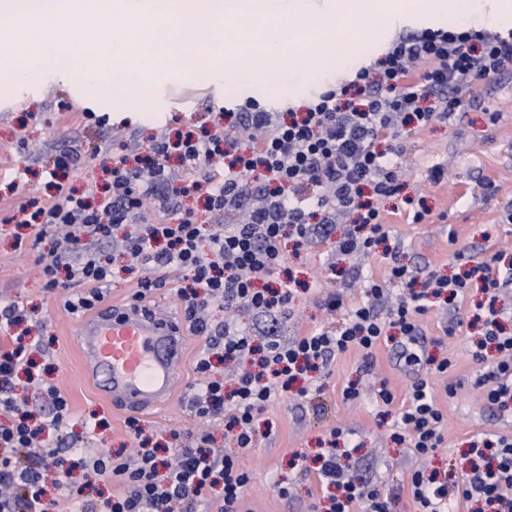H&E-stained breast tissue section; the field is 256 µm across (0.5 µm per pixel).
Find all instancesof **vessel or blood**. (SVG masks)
Listing matches in <instances>:
<instances>
[{
    "label": "vessel or blood",
    "instance_id": "1",
    "mask_svg": "<svg viewBox=\"0 0 512 512\" xmlns=\"http://www.w3.org/2000/svg\"><path fill=\"white\" fill-rule=\"evenodd\" d=\"M76 340L88 383L112 404L148 411L171 399L186 349L179 317L156 318L144 303L115 304L82 318Z\"/></svg>",
    "mask_w": 512,
    "mask_h": 512
}]
</instances>
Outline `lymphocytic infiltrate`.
<instances>
[{
    "label": "lymphocytic infiltrate",
    "mask_w": 512,
    "mask_h": 512,
    "mask_svg": "<svg viewBox=\"0 0 512 512\" xmlns=\"http://www.w3.org/2000/svg\"><path fill=\"white\" fill-rule=\"evenodd\" d=\"M512 73V37L493 32L424 30L399 35L388 50L361 67L353 80L309 101L271 112L249 102L228 108L208 121L185 124L174 135L153 140L146 153L129 150L108 168L109 181L98 206L59 188L49 204L20 206L21 223L39 225L32 241L18 246L40 249L48 289L66 288L65 307L77 313L101 303L117 276L102 246L115 228L135 225L124 235L125 272L137 273L134 300L165 287L169 270L179 273L176 291L186 322L209 339L208 351L194 364L197 381L190 407L197 418L223 416L236 446L227 453L208 448L201 436L159 459L136 420L128 426L137 443L134 455L101 452L87 461L99 476L121 485L98 512H174L175 504L195 512L197 504L218 501V512H241L249 477L241 453L254 446L255 422L269 403L291 391L307 371L327 373L335 355L362 350L364 361L398 330L399 357L407 366H424L417 348L420 315L434 298L455 302L471 279L489 294L502 286L498 255H490L454 278L417 281L408 267L395 265L391 280L407 293L388 305L381 282L369 281L366 303L350 310L336 330L316 328L286 338L280 319L288 315L296 292L293 278H282L284 242L301 248L313 240L332 242L337 253H368L386 240L380 199L400 190L404 144L413 132L465 111L474 80ZM184 177L173 195L204 198L212 211H245L244 220L210 229L191 214L172 217L159 203L158 189L172 177V158ZM315 187V197L305 194ZM157 211L140 219L144 206ZM353 226L332 240L340 218ZM247 310L267 318L263 328L232 321L212 323V308ZM16 302L0 304V512H54L61 500L78 494L70 480L75 466L62 436L69 427L67 399L35 370L33 349L13 329L25 318ZM485 340L499 357L475 381L500 416L512 415V333H506L494 305L483 311ZM241 363L237 386L225 392L212 372L211 354ZM295 391V390H292ZM307 399L308 387L295 391ZM443 414L424 379L411 385L406 405L393 415V440L416 455H429L442 440ZM477 460L455 490L436 475L416 471L411 479L417 512H447L450 501L481 502L488 512H512V438L485 441ZM318 478L325 512H394L396 502L363 475L342 466L335 449L319 456ZM56 475L58 494L47 498L44 472Z\"/></svg>",
    "instance_id": "1"
}]
</instances>
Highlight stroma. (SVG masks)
I'll return each instance as SVG.
<instances>
[{"label":"stroma","mask_w":512,"mask_h":512,"mask_svg":"<svg viewBox=\"0 0 512 512\" xmlns=\"http://www.w3.org/2000/svg\"><path fill=\"white\" fill-rule=\"evenodd\" d=\"M253 100L276 109L299 103L285 92L271 95L244 85L220 89L200 85L161 91L143 112H114L106 117L93 105L77 102L68 86L48 76L38 86L20 88L12 104L0 103V297L37 311L42 325L32 333L47 343L45 361L53 367L49 381L69 403L71 421L62 445L71 449L73 457L89 448L129 452L130 415L107 404L85 382L73 347L78 317L66 310L63 296L45 288L37 251L15 248L14 210L31 200L48 203L47 173L61 152L80 154L77 169L62 182L81 190L103 183L100 161L119 152L121 145H148L173 118L204 121L210 113ZM402 161L408 172L406 185L399 196L384 200L385 209L392 212L385 226L388 238L369 259H336L330 243L320 241L289 255L292 276L308 289L295 297L292 318L283 320L284 336L320 327L336 329L360 301L366 279L384 281L396 263L416 271L421 279L452 276L462 263L493 253L501 256L500 268L512 267V222L507 219L512 213V74L475 81L466 112L410 136ZM437 166L444 170L438 181L432 177ZM419 199L429 212L416 223L411 203ZM333 293L344 301L336 311L325 307ZM482 296L481 282H473L456 312L438 304L419 318L428 354L451 360L447 374L405 367L390 343L376 350L368 371L358 351L335 357L327 385L313 404H298L290 395L273 401L256 423L253 449L240 459L249 475L246 512H313L323 506L314 458L332 425L344 430L340 445L350 452L347 466L371 477L383 493L397 497L398 512L416 510L412 471L423 467L442 479L462 473V454L478 434L512 436V424L499 416L475 385L488 368L473 356L479 329L469 324L470 310ZM205 345V337L188 332L178 393L165 408L138 417L144 434L160 444H171V430L187 434L200 427L188 400L196 378L194 362ZM418 378L434 389L444 416L443 441L424 460L392 440L390 426L378 416L383 405L373 392L374 385L387 383L396 401L402 402ZM363 379L370 381L371 390L357 400H345L344 386ZM449 384L455 388L451 397L445 394ZM283 479L293 486L285 498L276 488Z\"/></svg>","instance_id":"1"}]
</instances>
